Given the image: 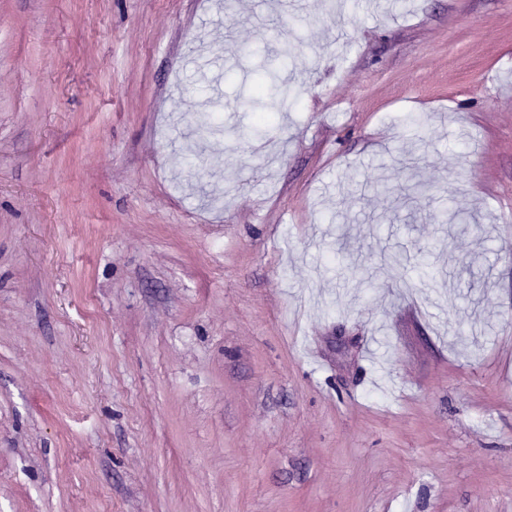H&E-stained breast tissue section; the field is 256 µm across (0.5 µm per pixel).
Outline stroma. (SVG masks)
<instances>
[{"label":"stroma","instance_id":"obj_1","mask_svg":"<svg viewBox=\"0 0 512 512\" xmlns=\"http://www.w3.org/2000/svg\"><path fill=\"white\" fill-rule=\"evenodd\" d=\"M0 512H512V0H0ZM251 94L261 106L254 115V123L256 126H263L272 119L274 112H280L286 105L288 89L278 83L277 76L264 71L256 75Z\"/></svg>","mask_w":512,"mask_h":512}]
</instances>
